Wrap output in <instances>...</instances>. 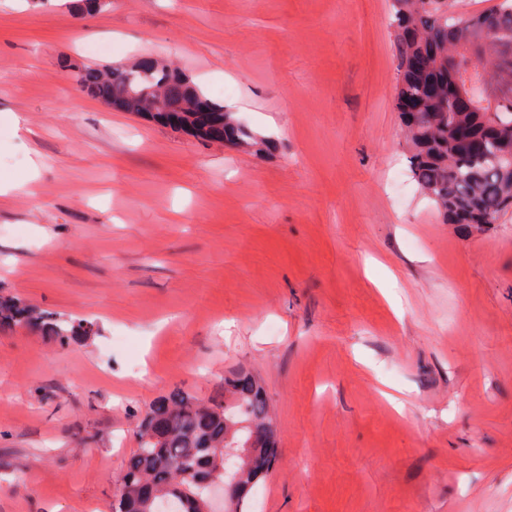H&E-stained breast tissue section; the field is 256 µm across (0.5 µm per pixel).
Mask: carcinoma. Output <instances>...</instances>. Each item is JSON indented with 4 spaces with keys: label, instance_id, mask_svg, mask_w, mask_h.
Segmentation results:
<instances>
[{
    "label": "carcinoma",
    "instance_id": "carcinoma-1",
    "mask_svg": "<svg viewBox=\"0 0 512 512\" xmlns=\"http://www.w3.org/2000/svg\"><path fill=\"white\" fill-rule=\"evenodd\" d=\"M112 0H73L92 13ZM395 28L399 104L409 171L444 224L481 232L512 210V0L468 15L456 0H390ZM76 82L104 100L118 92L133 96L131 111L212 141L246 148L263 144L224 106L162 64L84 66ZM479 80L495 99L456 107L448 84ZM30 329L60 345L86 336L92 323L63 321L0 297V330ZM275 436L268 404L254 377L240 373L224 382V401L203 402L181 389L157 400L136 430L138 448L125 464L112 512H160L156 504L184 498L197 512L205 499L201 477L224 478V455L244 451L243 441ZM237 478L225 512H244L248 494L266 471L237 458Z\"/></svg>",
    "mask_w": 512,
    "mask_h": 512
}]
</instances>
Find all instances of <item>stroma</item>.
<instances>
[{"label": "stroma", "mask_w": 512, "mask_h": 512, "mask_svg": "<svg viewBox=\"0 0 512 512\" xmlns=\"http://www.w3.org/2000/svg\"><path fill=\"white\" fill-rule=\"evenodd\" d=\"M389 0H0V512H110L181 387L263 385L248 512H512V212L441 223L407 176ZM164 59L264 146L109 111L72 66ZM27 130L13 131L14 119ZM93 324L86 320L63 321L38 312L10 297H0V330L30 329L42 336L53 339L60 345L69 344L71 339L87 336Z\"/></svg>", "instance_id": "obj_1"}]
</instances>
